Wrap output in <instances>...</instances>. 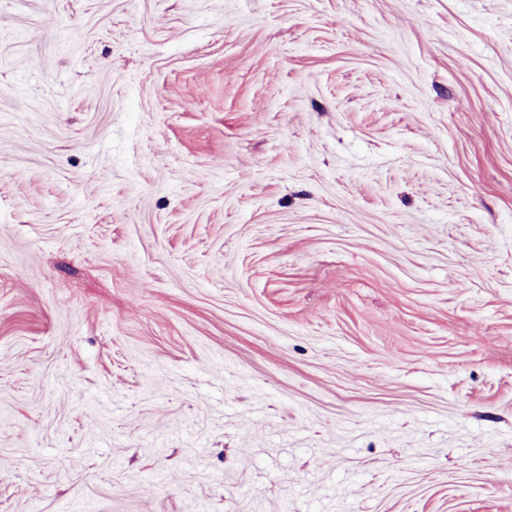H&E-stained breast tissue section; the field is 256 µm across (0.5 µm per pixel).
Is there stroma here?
Instances as JSON below:
<instances>
[{
    "label": "stroma",
    "mask_w": 512,
    "mask_h": 512,
    "mask_svg": "<svg viewBox=\"0 0 512 512\" xmlns=\"http://www.w3.org/2000/svg\"><path fill=\"white\" fill-rule=\"evenodd\" d=\"M0 512H512V0H0Z\"/></svg>",
    "instance_id": "1"
}]
</instances>
